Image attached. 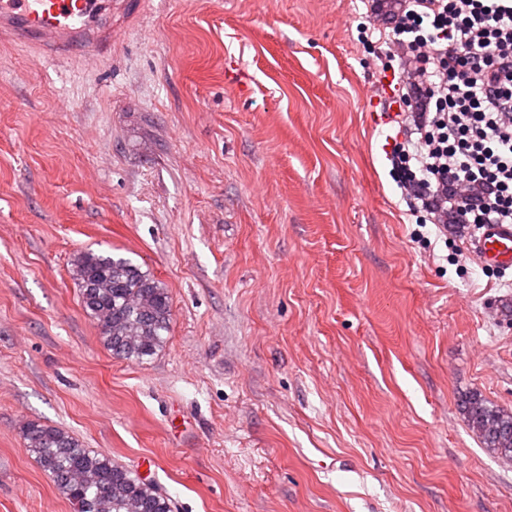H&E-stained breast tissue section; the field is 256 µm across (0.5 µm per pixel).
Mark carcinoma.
Returning <instances> with one entry per match:
<instances>
[{
	"label": "carcinoma",
	"instance_id": "1",
	"mask_svg": "<svg viewBox=\"0 0 512 512\" xmlns=\"http://www.w3.org/2000/svg\"><path fill=\"white\" fill-rule=\"evenodd\" d=\"M81 305L97 324L112 354L140 362L163 347L172 323L168 291L131 259L84 251L75 258ZM458 409L483 447L512 461V411L475 392L458 398ZM27 448L75 512H172L171 499L151 482L112 460L84 448L68 432L31 423Z\"/></svg>",
	"mask_w": 512,
	"mask_h": 512
}]
</instances>
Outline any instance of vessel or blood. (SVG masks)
I'll return each instance as SVG.
<instances>
[{
  "label": "vessel or blood",
  "mask_w": 512,
  "mask_h": 512,
  "mask_svg": "<svg viewBox=\"0 0 512 512\" xmlns=\"http://www.w3.org/2000/svg\"><path fill=\"white\" fill-rule=\"evenodd\" d=\"M30 45L49 57L83 46L112 47L110 0H0V43ZM482 265L512 272V225L488 224L470 243Z\"/></svg>",
  "instance_id": "b4317fda"
}]
</instances>
